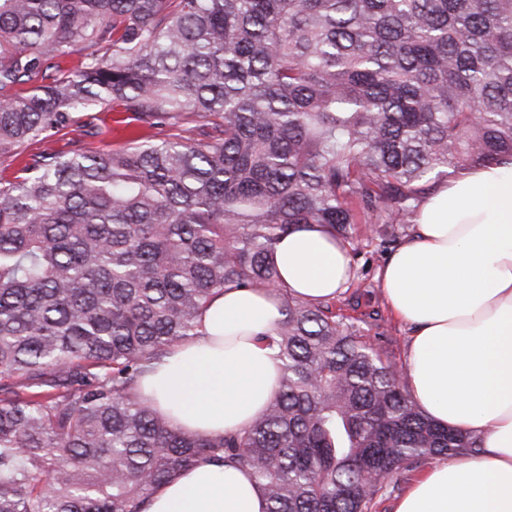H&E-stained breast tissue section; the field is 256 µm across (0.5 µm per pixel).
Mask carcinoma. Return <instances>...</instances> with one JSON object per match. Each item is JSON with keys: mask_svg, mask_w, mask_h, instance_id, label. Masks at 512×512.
I'll list each match as a JSON object with an SVG mask.
<instances>
[{"mask_svg": "<svg viewBox=\"0 0 512 512\" xmlns=\"http://www.w3.org/2000/svg\"><path fill=\"white\" fill-rule=\"evenodd\" d=\"M114 102L168 132L24 155ZM503 160L512 0H0V512H145L210 460L268 512H372L477 452L274 251L299 224L353 246L365 217L391 245L448 168ZM226 288L277 291L281 375L247 428L203 437L138 388Z\"/></svg>", "mask_w": 512, "mask_h": 512, "instance_id": "cac0c4a2", "label": "carcinoma"}]
</instances>
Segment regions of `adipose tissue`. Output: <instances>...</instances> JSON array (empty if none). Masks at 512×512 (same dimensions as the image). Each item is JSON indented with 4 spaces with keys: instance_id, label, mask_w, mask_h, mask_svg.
<instances>
[{
    "instance_id": "adipose-tissue-1",
    "label": "adipose tissue",
    "mask_w": 512,
    "mask_h": 512,
    "mask_svg": "<svg viewBox=\"0 0 512 512\" xmlns=\"http://www.w3.org/2000/svg\"><path fill=\"white\" fill-rule=\"evenodd\" d=\"M274 260L305 300L332 299L352 277L347 245L317 224L288 231ZM380 282L392 312L414 330L405 360L413 400L480 445L434 462L393 512H512V164L440 184ZM281 318L271 291L226 289L204 312L202 336L143 379L142 399L201 435L248 427L277 388L281 363L261 337ZM266 509L250 472L203 461L157 488L146 512Z\"/></svg>"
}]
</instances>
